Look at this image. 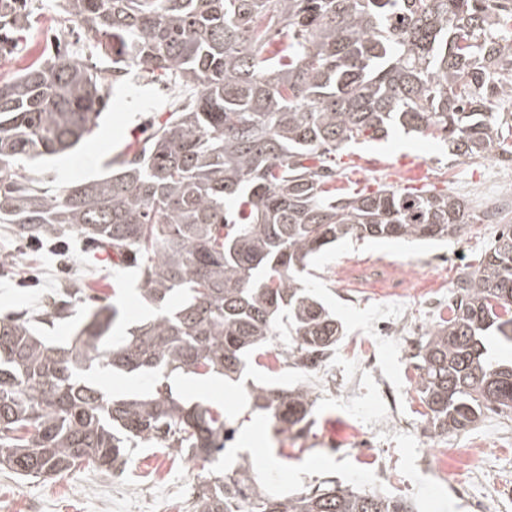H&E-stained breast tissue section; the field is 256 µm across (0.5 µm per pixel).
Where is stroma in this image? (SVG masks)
I'll list each match as a JSON object with an SVG mask.
<instances>
[{
  "mask_svg": "<svg viewBox=\"0 0 512 512\" xmlns=\"http://www.w3.org/2000/svg\"><path fill=\"white\" fill-rule=\"evenodd\" d=\"M60 15L57 0H38L36 21L26 41L0 56L1 78H11L41 59L40 48ZM168 116L167 95L159 85L144 81L123 88L112 97L90 141L52 161L50 172L55 183L100 174L127 143L142 138L150 125L163 123ZM497 164L494 155L462 159L436 143L419 145L410 137H392L338 152L336 184L365 193L382 185L438 192L448 189L459 197L489 203L493 197L483 194L482 188ZM499 231V225L484 223L477 213L460 236L444 243L425 246L403 240L344 239L315 256L304 285L343 326L328 361L329 374L335 378L344 374L372 344L364 329L381 300L398 306L411 301V289L436 284L453 287L477 266ZM7 256L14 262L9 268H0L1 314L21 308L41 312L62 279L92 277L105 279L115 288L110 299L120 311L115 334H125L151 312L131 269L114 266L107 256L80 248L63 259L20 240L13 225L0 224V260ZM62 259L69 265L64 274L58 270ZM416 364L411 353L400 351L378 361L389 392L401 405L410 426L409 436L396 446V469L390 477L378 478L369 462L348 446L353 430L368 422L365 404L347 403L340 390L311 382L304 371L294 367L282 370V377L289 385L308 386L315 399L304 433L283 436L270 428L250 447L243 440H235L226 467L253 465L268 489L289 494L333 480L407 498L418 512H470L468 498L483 497L493 484H512V420L488 411L467 430L449 435V447L481 451L457 471L468 490L467 496H459L440 479L436 453L424 452L417 445L425 434L427 407L415 390ZM272 377V371L252 363L240 381L214 375L210 378L212 387L206 391L177 384L172 390L189 403L227 407L243 397L249 383H268ZM202 470L201 460L152 445L139 449L124 472L114 475L79 466L50 478L29 479L1 470L0 512H191V487Z\"/></svg>",
  "mask_w": 512,
  "mask_h": 512,
  "instance_id": "obj_1",
  "label": "stroma"
}]
</instances>
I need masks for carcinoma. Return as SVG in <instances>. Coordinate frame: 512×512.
Wrapping results in <instances>:
<instances>
[{
  "label": "carcinoma",
  "instance_id": "carcinoma-1",
  "mask_svg": "<svg viewBox=\"0 0 512 512\" xmlns=\"http://www.w3.org/2000/svg\"><path fill=\"white\" fill-rule=\"evenodd\" d=\"M0 11V55L31 29L33 0ZM112 57V85L142 72L171 84L170 117L128 143L95 179L56 186L40 159L90 139L106 79L73 55L0 79V224L46 244L75 233L136 268L154 318L112 335L116 309H74L66 288L38 316L0 314V470L49 478L81 463L122 469L147 444L220 462L236 428L224 410L187 404L163 382L182 370L240 377L274 350L300 368L328 355L341 325L303 287L311 257L338 240L452 238L469 216L448 193L336 188L332 157L401 130L451 155L490 156L507 138L496 112L512 96V0H60ZM450 317L418 344L415 389L432 436L512 415V225L460 278ZM288 319L290 346L274 339ZM74 325L56 345L40 325ZM152 375L117 396L89 376ZM277 431L300 432L314 399L302 385H249ZM192 512H417L401 496L333 480L286 496L247 465L198 475Z\"/></svg>",
  "mask_w": 512,
  "mask_h": 512
}]
</instances>
